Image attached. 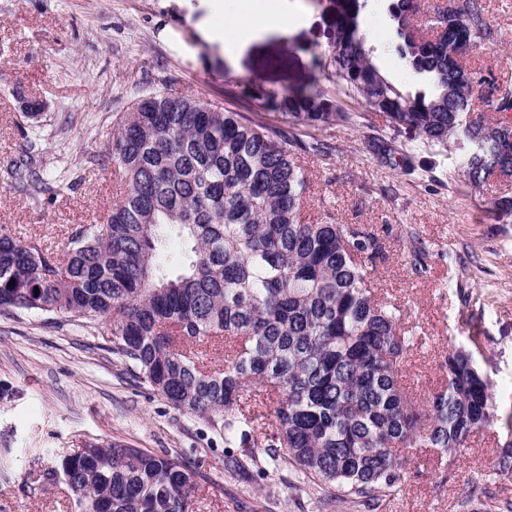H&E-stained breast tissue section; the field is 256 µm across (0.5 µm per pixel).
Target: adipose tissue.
<instances>
[{"label":"adipose tissue","instance_id":"1","mask_svg":"<svg viewBox=\"0 0 512 512\" xmlns=\"http://www.w3.org/2000/svg\"><path fill=\"white\" fill-rule=\"evenodd\" d=\"M206 31L217 40L227 55H235L251 33L270 27L290 26L295 15L279 0L263 7H253L244 0H209Z\"/></svg>","mask_w":512,"mask_h":512}]
</instances>
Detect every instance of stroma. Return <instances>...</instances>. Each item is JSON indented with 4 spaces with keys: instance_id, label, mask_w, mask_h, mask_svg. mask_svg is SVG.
<instances>
[{
    "instance_id": "stroma-1",
    "label": "stroma",
    "mask_w": 512,
    "mask_h": 512,
    "mask_svg": "<svg viewBox=\"0 0 512 512\" xmlns=\"http://www.w3.org/2000/svg\"><path fill=\"white\" fill-rule=\"evenodd\" d=\"M294 26L250 40L228 62L201 35V0H0V168L38 136V167L65 166L72 185L29 196L0 171V225L52 248L72 230L96 223L117 197L112 164L98 161L117 116L144 94L166 92L224 103L229 87L257 85L278 92L318 81L317 62L336 41V0H299ZM390 0H359L361 31L382 74L411 93L430 92L429 78L404 81L396 51ZM501 34L493 46L467 49L476 94L491 84L512 85V0H483ZM44 102L38 118L21 103ZM314 137L329 155L302 154L309 178L301 212L313 223H335L374 233L383 253L373 282L404 304L426 342L408 354V386L432 392L446 382L440 362L449 347L469 351L487 373L500 415L512 413V180L491 175L466 184L456 168L455 142L422 143L412 129L387 124L363 110L355 125H329ZM406 148L414 168L381 163L370 137ZM426 247V274L413 269V245ZM0 512H75L63 481L35 482L33 465L50 466L91 438L117 440L192 469L191 512H362L332 505L320 486L295 483L255 449L247 471L230 468L232 449L205 420L175 409L140 382L112 353L99 322L59 316H0ZM508 440L501 423L474 433L455 462L436 450L421 452L428 474L402 481L380 512H478L471 490L490 486L512 501V480L494 470Z\"/></svg>"
}]
</instances>
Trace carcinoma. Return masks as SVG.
I'll return each instance as SVG.
<instances>
[{
    "mask_svg": "<svg viewBox=\"0 0 512 512\" xmlns=\"http://www.w3.org/2000/svg\"><path fill=\"white\" fill-rule=\"evenodd\" d=\"M413 0H393L397 52L433 82L412 95L383 75L359 36L358 12L344 0L336 17L328 81L288 94L229 88L227 101L250 100L284 112L296 126L354 124L363 103L428 144H463L459 169L475 184L512 156L486 143L493 122L468 119L473 77L461 59L493 45L498 29L482 0L437 13V40L410 29ZM487 114L512 112V88L480 97ZM372 151L413 156L375 138ZM295 135L188 95L150 93L123 113L98 156L122 176L123 191L101 220L68 236L63 253L0 228V316L54 314L106 323L112 354L175 408L205 419L227 448H264L299 483L320 484L333 503L374 512L399 487L413 449L437 448L454 462L472 433L498 418L490 384L472 354L444 356L447 384L412 399L400 382L403 358L419 341L404 331L400 306L377 298L369 264L382 245L370 231L327 220H301L307 178L296 152L325 153ZM7 174L39 193L49 180L31 162ZM39 292H34V289ZM224 348V368L205 352ZM260 401L274 419L255 442L251 410ZM79 512H189L194 473L140 448L90 441L46 468L56 473ZM483 512H512L490 488Z\"/></svg>",
    "mask_w": 512,
    "mask_h": 512,
    "instance_id": "1",
    "label": "carcinoma"
}]
</instances>
